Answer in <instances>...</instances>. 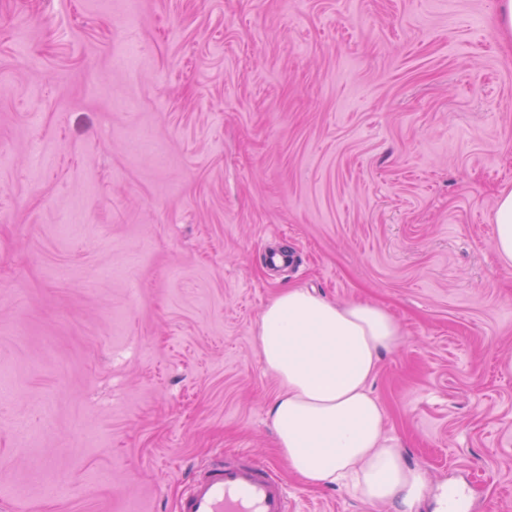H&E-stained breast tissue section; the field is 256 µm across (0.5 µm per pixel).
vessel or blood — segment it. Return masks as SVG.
Returning a JSON list of instances; mask_svg holds the SVG:
<instances>
[{
	"mask_svg": "<svg viewBox=\"0 0 512 512\" xmlns=\"http://www.w3.org/2000/svg\"><path fill=\"white\" fill-rule=\"evenodd\" d=\"M176 512H291L288 487L254 460L216 457L200 466L183 489Z\"/></svg>",
	"mask_w": 512,
	"mask_h": 512,
	"instance_id": "obj_1",
	"label": "vessel or blood"
}]
</instances>
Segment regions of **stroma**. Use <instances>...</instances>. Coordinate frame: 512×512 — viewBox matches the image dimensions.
I'll return each mask as SVG.
<instances>
[{
  "instance_id": "1",
  "label": "stroma",
  "mask_w": 512,
  "mask_h": 512,
  "mask_svg": "<svg viewBox=\"0 0 512 512\" xmlns=\"http://www.w3.org/2000/svg\"><path fill=\"white\" fill-rule=\"evenodd\" d=\"M125 2L0 0V512H174L219 452L293 512H385L277 451L256 333L288 286L399 322L371 391L417 512H512L496 0Z\"/></svg>"
}]
</instances>
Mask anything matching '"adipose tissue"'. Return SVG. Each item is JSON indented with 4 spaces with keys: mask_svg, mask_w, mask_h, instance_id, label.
I'll return each mask as SVG.
<instances>
[{
    "mask_svg": "<svg viewBox=\"0 0 512 512\" xmlns=\"http://www.w3.org/2000/svg\"><path fill=\"white\" fill-rule=\"evenodd\" d=\"M402 335L384 308L339 304L307 288L281 291L260 319L257 343L280 391L269 415L288 468L307 486H337L393 512H413L424 480L384 435L368 385Z\"/></svg>",
    "mask_w": 512,
    "mask_h": 512,
    "instance_id": "adipose-tissue-1",
    "label": "adipose tissue"
}]
</instances>
